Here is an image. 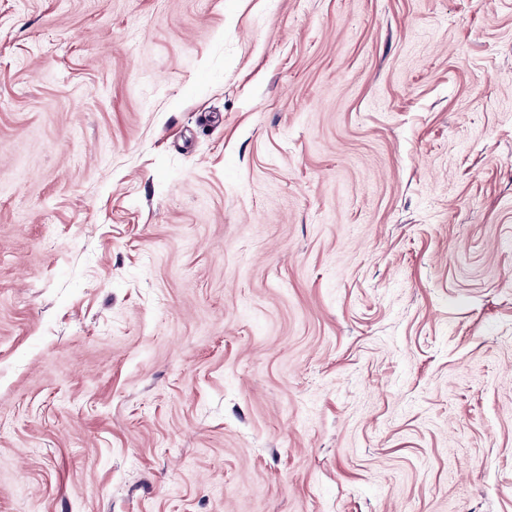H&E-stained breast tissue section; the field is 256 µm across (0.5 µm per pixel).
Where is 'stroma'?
<instances>
[{
  "mask_svg": "<svg viewBox=\"0 0 512 512\" xmlns=\"http://www.w3.org/2000/svg\"><path fill=\"white\" fill-rule=\"evenodd\" d=\"M0 512H512V0H0Z\"/></svg>",
  "mask_w": 512,
  "mask_h": 512,
  "instance_id": "1",
  "label": "stroma"
}]
</instances>
